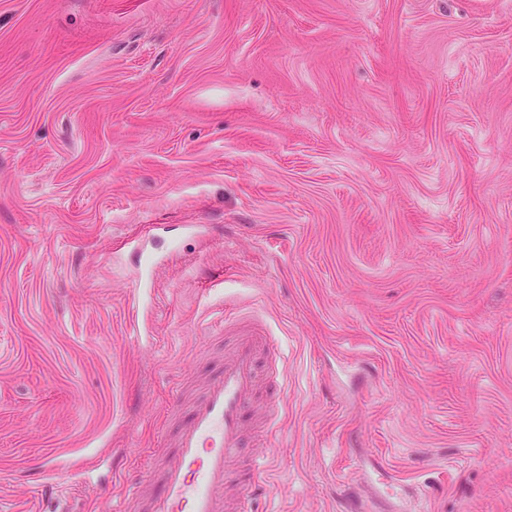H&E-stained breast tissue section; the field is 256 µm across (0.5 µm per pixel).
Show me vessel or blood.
<instances>
[{
	"mask_svg": "<svg viewBox=\"0 0 512 512\" xmlns=\"http://www.w3.org/2000/svg\"><path fill=\"white\" fill-rule=\"evenodd\" d=\"M275 349L259 327L237 323L215 378L206 380L185 418L170 434V455L152 463L155 488L129 487L115 512H233L229 476L242 465L237 496L247 498L270 483L265 457L244 456L255 420L253 397L267 376Z\"/></svg>",
	"mask_w": 512,
	"mask_h": 512,
	"instance_id": "1",
	"label": "vessel or blood"
}]
</instances>
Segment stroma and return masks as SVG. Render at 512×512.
Instances as JSON below:
<instances>
[{
  "label": "stroma",
  "instance_id": "obj_1",
  "mask_svg": "<svg viewBox=\"0 0 512 512\" xmlns=\"http://www.w3.org/2000/svg\"><path fill=\"white\" fill-rule=\"evenodd\" d=\"M236 317L243 512H512V0H0V512H113Z\"/></svg>",
  "mask_w": 512,
  "mask_h": 512
}]
</instances>
